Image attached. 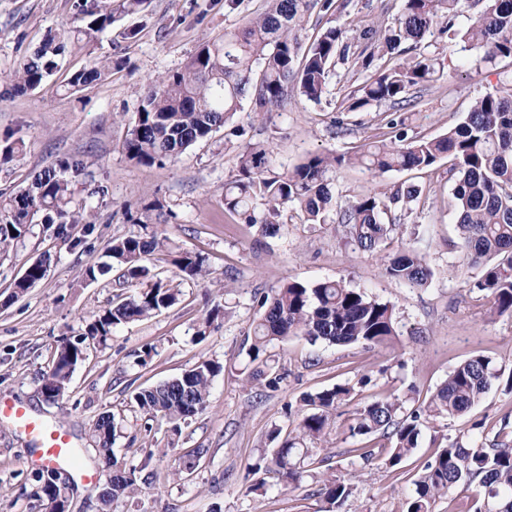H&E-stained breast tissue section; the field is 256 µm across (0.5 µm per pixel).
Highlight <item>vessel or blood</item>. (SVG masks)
I'll use <instances>...</instances> for the list:
<instances>
[{"instance_id": "vessel-or-blood-1", "label": "vessel or blood", "mask_w": 512, "mask_h": 512, "mask_svg": "<svg viewBox=\"0 0 512 512\" xmlns=\"http://www.w3.org/2000/svg\"><path fill=\"white\" fill-rule=\"evenodd\" d=\"M3 421L25 436L34 449L36 462L73 469L79 471L84 480H95V473L81 467L73 439L65 429L49 425L24 405L0 397V422Z\"/></svg>"}]
</instances>
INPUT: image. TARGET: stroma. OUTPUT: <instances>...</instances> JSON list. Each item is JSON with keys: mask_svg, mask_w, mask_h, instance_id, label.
<instances>
[{"mask_svg": "<svg viewBox=\"0 0 512 512\" xmlns=\"http://www.w3.org/2000/svg\"><path fill=\"white\" fill-rule=\"evenodd\" d=\"M77 0H0V144L20 142V160L0 165V192L25 188L31 177L61 162L84 160V174L74 177L76 206L91 210L92 225H58L34 221L29 233L0 253V395L22 403L47 423L67 429L85 451L86 468H103L90 448L89 428L99 414H114L116 457L132 466L154 450V475L135 498L113 503L112 512H325L319 474H305L300 487L269 480L266 494L246 493L249 464L270 455L268 433L294 428L303 411L304 393L338 383L355 387V399L367 402L395 394L406 409L421 405L459 363L476 354L492 357L504 381L469 414L440 418L424 428L415 455L403 468L387 467L383 458L363 464L346 456L355 441L347 433L346 415L336 418L329 445L342 449L334 473L354 487L343 512H398L414 491L416 472L429 459L441 436L494 439L512 433V316L494 317L490 304L473 283L478 267L467 265L458 246L453 181L447 161L423 171L374 174L339 168L330 175L337 203L364 195L384 194L408 181L424 192L412 211L402 212L401 231L393 246L412 245L425 254L434 271L431 283L410 289L388 278L385 253H355L333 225L292 219L274 237L239 223L224 209V186L239 175L238 156L248 143L266 141L272 168L280 172L313 154L353 153L386 138L390 104H372L357 112L344 101L366 79L364 71L348 73L337 65L320 101L289 94L277 112H256L251 98L224 127L198 142L175 161L151 168L127 157L123 142L131 129L148 83L178 70L199 45L221 39L265 8V0H149L144 9L127 13L123 0H98L116 17L112 27L84 36L78 26ZM335 14L312 9L306 17L303 43H311L331 24H343L350 41L368 25L395 17L401 0H340ZM69 30L60 69L37 89L8 96L4 90L20 61L51 31ZM436 47L446 76L419 91V103L408 114V134L432 139L463 121L475 100L512 78V63L492 64L471 56L447 35L428 38ZM123 59L108 77L65 91L64 85L90 61ZM155 204L150 229L166 235L169 250L155 253L147 265L152 280L176 279L174 256L187 251L204 261L207 277L180 280L175 306L143 321L118 326L102 344L88 345L63 398L42 396L40 379L63 341L84 334L93 314L133 298L134 285L117 272L97 280L83 277L85 268L103 260L112 239L144 233L137 219L145 205ZM48 257L45 277L18 299L12 284L36 259ZM313 284L325 279L389 302L397 334L386 345L310 344L292 336L270 345L281 380L268 386L252 379L247 351L251 324L261 297L283 280ZM223 318L206 336L196 325L214 307ZM215 360L223 371L215 378L205 411L184 426L177 445H170L165 421L144 433L141 418L129 404L133 390L180 375L195 363ZM206 451L192 482L173 479L169 470L186 450ZM36 464L28 446L10 424L0 423V512H46L37 496Z\"/></svg>", "mask_w": 512, "mask_h": 512, "instance_id": "35a3bbf8", "label": "stroma"}]
</instances>
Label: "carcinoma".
Returning a JSON list of instances; mask_svg holds the SVG:
<instances>
[{
    "label": "carcinoma",
    "instance_id": "carcinoma-1",
    "mask_svg": "<svg viewBox=\"0 0 512 512\" xmlns=\"http://www.w3.org/2000/svg\"><path fill=\"white\" fill-rule=\"evenodd\" d=\"M400 13L382 32L362 33L366 40L360 52L352 51L343 25H331L306 49H301V31L306 14L319 7L336 11L335 0H267L266 9L252 17L235 34L220 41H206L179 70L153 79L124 142L128 158L152 167L174 161L195 143L222 127L250 96L259 112H273L295 88L311 101L321 99L336 64L348 62L368 70L387 55L421 48L425 38L438 27L448 38L486 61L512 59V0H474L476 10L464 28L455 25L461 0H402ZM78 15L87 21L86 33L103 31L115 21L95 0H81ZM65 39L48 35L27 56L11 79L10 95H22L39 87L55 74L65 51ZM112 61L94 60L73 73L67 90L76 91L104 80ZM437 59L420 52L409 63H400L370 76L347 97L346 110L359 111L374 102L410 105L412 91L435 80ZM389 141L372 142L360 153L314 154L293 168L275 172L270 151L262 142L250 143L239 155L240 176L224 186V209L243 224L257 225L264 235H275L288 221V213L299 211L306 224H325L330 212L348 243L364 252H376L397 232L400 225L383 222V215L412 209L421 189L401 183L383 197L363 196L336 208L329 173L342 166H360L371 173L423 170L438 161H454L458 174L453 197L458 210L457 231L469 263L481 268L473 287L491 298L493 316H512V81L478 98L465 120L447 133L424 139L408 137L406 118L389 120ZM83 168L78 160L36 174L27 188L15 193L0 192V253L24 237L37 215L47 224H91L93 214L72 206L70 174ZM169 249V239L157 233L115 238L107 248L109 263L90 266L85 277L91 281L116 267L122 277L139 283L148 275V256ZM182 277L206 274L203 260L189 252L173 258ZM46 260L33 261L14 283L11 298L23 296L42 280ZM386 274L410 288H423L433 277L426 257L412 246H404L388 258ZM181 291L156 281L138 294L93 316L81 340L61 344L52 366L43 374L41 390L49 399L64 396L72 374L84 356L85 342H106L120 325L142 320L178 303ZM394 308L342 281L327 279L314 285L286 280L259 303L253 321L250 362L267 366L268 347L290 336H304L311 343L335 345H383L397 335ZM223 370L215 360L196 363L179 376L142 388L131 401L152 432L153 422L165 420L171 432L181 435L182 425L208 404L213 379ZM494 360L475 355L455 367L428 400L406 411L398 398L387 396L352 409L347 430L357 446L348 449L368 463L375 455L368 439L381 435L389 440L384 457L387 466H400L419 446L422 429L447 416L459 417L477 406L500 379ZM354 386L344 383L302 396L307 411L294 431L275 428L268 435L274 444L270 459L249 465V473L273 472L286 485L302 480L308 467L324 469L323 495L332 509H340L352 496L350 483L331 474L336 452L324 446L336 426V411L353 401ZM117 426L114 415L104 412L90 428L98 450L112 477V491L101 497L100 512H112V503L134 498L142 492L136 472L152 466L154 454H145L140 466L128 468L112 452ZM204 449L185 452L172 471L187 480L199 466ZM49 467L38 469L36 481L48 512H56L60 500L69 498V488L47 480ZM484 489L475 512H512V443L495 440L487 447L473 442L464 446L459 438L446 444L428 459L415 480L414 493L399 512H436L437 500L456 489Z\"/></svg>",
    "mask_w": 512,
    "mask_h": 512
}]
</instances>
